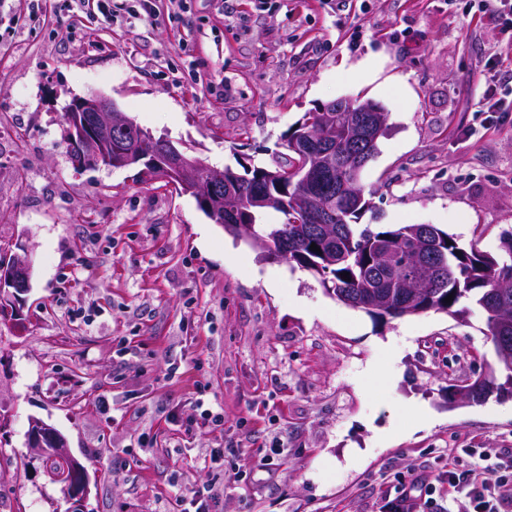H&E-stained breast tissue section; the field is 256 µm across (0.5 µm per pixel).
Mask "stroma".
Returning a JSON list of instances; mask_svg holds the SVG:
<instances>
[{
	"instance_id": "obj_1",
	"label": "stroma",
	"mask_w": 512,
	"mask_h": 512,
	"mask_svg": "<svg viewBox=\"0 0 512 512\" xmlns=\"http://www.w3.org/2000/svg\"><path fill=\"white\" fill-rule=\"evenodd\" d=\"M473 3L159 0L155 17L105 24L61 0H0V238L32 262L19 316L0 321V512L69 507L26 446L34 418L84 466L85 512H174L176 494L210 486L217 512H377L407 469L512 456V394L448 400L506 376L478 305L396 319L347 306L193 196L137 166L74 167L64 143L65 106L98 94L215 167H269L305 113L370 100L390 132L361 173L363 223L432 224L500 254L512 113L477 109L500 46ZM366 59L375 80L354 70ZM205 408L223 426L202 425ZM218 446L228 455L208 461Z\"/></svg>"
}]
</instances>
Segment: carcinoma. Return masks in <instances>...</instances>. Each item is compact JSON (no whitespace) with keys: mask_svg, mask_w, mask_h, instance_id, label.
Returning <instances> with one entry per match:
<instances>
[{"mask_svg":"<svg viewBox=\"0 0 512 512\" xmlns=\"http://www.w3.org/2000/svg\"><path fill=\"white\" fill-rule=\"evenodd\" d=\"M387 113L345 112L331 125L336 166L321 185L303 187L297 167L302 159L292 149L323 114L309 112L285 140L284 160L275 167H247L236 178L231 196L215 202L223 213L215 217L224 231L243 234L262 253L288 252V264L319 277L326 290L342 303L381 316L396 318L428 311L452 312L462 299H471L485 314L486 335L499 338L509 351L501 362L508 372L502 384L481 380L470 383L479 400L497 390H512V238L503 241L508 259H500L472 243L465 247L431 224H409L396 229H373L359 220L370 208L362 186L351 190L349 171H362L378 143H364L367 152L349 149L360 139L352 118L375 121ZM127 138L158 152L166 141L134 126ZM281 215L278 224H262L265 212ZM317 245L318 250L310 249ZM429 269L426 291L417 297L408 278L421 266ZM349 279H343V273ZM452 297L451 302L445 298Z\"/></svg>","mask_w":512,"mask_h":512,"instance_id":"1","label":"carcinoma"}]
</instances>
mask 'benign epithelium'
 <instances>
[{"label":"benign epithelium","instance_id":"7a95c632","mask_svg":"<svg viewBox=\"0 0 512 512\" xmlns=\"http://www.w3.org/2000/svg\"><path fill=\"white\" fill-rule=\"evenodd\" d=\"M320 111L378 112L380 108L371 102L359 104L349 99H339L321 106ZM65 112L70 137L90 134L84 140L82 155L88 161L118 168L139 164L146 158L150 167L163 177L177 178L208 202L224 187L225 171L210 166L199 157L184 155L171 144L167 146V151L152 154L135 144L113 139L112 134L125 129L130 119L105 98H74ZM30 274L29 256H21L16 252L11 254L8 262L0 267V277L8 280L13 291L0 289V309L8 314H19L21 295L29 288ZM27 445L40 459L46 461V472L53 481L72 483L68 495L69 512H84L88 494L87 475H77L76 460L67 451L65 438L43 421L33 419L27 432Z\"/></svg>","mask_w":512,"mask_h":512}]
</instances>
